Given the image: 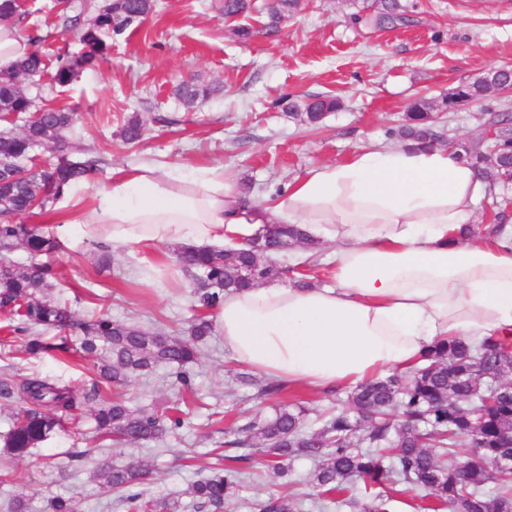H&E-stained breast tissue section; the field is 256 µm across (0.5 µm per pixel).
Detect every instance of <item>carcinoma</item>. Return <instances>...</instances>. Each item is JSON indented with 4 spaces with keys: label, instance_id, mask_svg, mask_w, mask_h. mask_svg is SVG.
<instances>
[{
    "label": "carcinoma",
    "instance_id": "carcinoma-1",
    "mask_svg": "<svg viewBox=\"0 0 512 512\" xmlns=\"http://www.w3.org/2000/svg\"><path fill=\"white\" fill-rule=\"evenodd\" d=\"M156 0H71L59 11L65 26L81 25L82 52L60 54L54 64L44 55L29 52L7 68H0V113L3 117L38 112L23 129L0 130V174L14 179L0 184V312L11 317L10 333L23 341L24 351L35 355L50 350L91 359L97 378L81 393L46 377H0V399H16L4 436L5 447L15 456L46 440L63 421L80 416L88 407L100 440L111 442L96 477L115 494L118 512H224L236 501L249 512H389L391 502L403 492L420 498L425 512H512V338L491 335L478 343L458 339L435 346L425 364L407 375L393 373L358 384L347 398L348 408L322 417L313 427L301 406L277 404L266 415H254L226 431L227 448L243 449L237 455H217V462L191 484L190 500L171 494L147 495L152 471L133 461H121L123 449L134 443L162 440L184 425L182 410L130 406L122 396L110 395L133 379L164 365L168 379L183 404L194 397L193 364L201 346L213 334L207 312L224 304V295L266 282L288 278V267L274 255L288 246L305 251L315 244L296 225L273 224L267 233L240 248L225 250L181 248L175 251L179 268L193 278L191 294L197 314L190 336H169L99 316L78 321L69 308L50 297L56 271L48 261L16 267L10 254L18 246L35 257L50 256L58 243L52 237L17 222V217L46 211L70 187L83 182L100 166L81 138L72 133L75 112L55 103L56 94L69 86L77 73L105 59L112 37L127 14L149 15ZM303 9L302 0H272L263 7L267 27ZM89 16L87 23L80 21ZM21 18L18 0H0V22ZM355 23L381 27L408 25L412 19L400 0H372L352 14ZM512 82V68H500L472 82L462 81L448 91L442 107L453 110L464 103L483 100ZM217 92L198 78L175 86L178 108L155 121L167 126L184 123L187 112ZM340 108V100L316 95L294 101L289 110L309 125ZM435 104L416 100L407 112L408 123L397 130L404 141L432 144L441 138L433 111ZM485 124L495 139L465 143L457 159L472 166L491 187L512 181V115L485 109ZM146 121L131 116L123 128L126 143L137 144ZM47 146L53 161L33 163L31 152ZM72 328V338L61 343L44 340L41 331ZM261 396L277 400L283 387L267 380L240 376ZM474 445L473 462L448 463V456L463 444ZM261 454L282 475L294 472L298 459L311 462L309 484L313 493L301 497L273 494L262 501L242 496L244 468ZM47 512H79L71 496L57 495L47 502Z\"/></svg>",
    "mask_w": 512,
    "mask_h": 512
}]
</instances>
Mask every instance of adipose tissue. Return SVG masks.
Listing matches in <instances>:
<instances>
[{
    "instance_id": "ef3b65f1",
    "label": "adipose tissue",
    "mask_w": 512,
    "mask_h": 512,
    "mask_svg": "<svg viewBox=\"0 0 512 512\" xmlns=\"http://www.w3.org/2000/svg\"><path fill=\"white\" fill-rule=\"evenodd\" d=\"M487 190L437 146L364 147L267 195L243 193L220 165L177 177L142 163L91 197L68 190L57 234L73 250L237 247L262 225H300L330 246L334 287L231 293L215 321L235 361L324 390L409 373L451 339L512 335V225L459 238Z\"/></svg>"
}]
</instances>
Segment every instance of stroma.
Instances as JSON below:
<instances>
[{
    "instance_id": "1",
    "label": "stroma",
    "mask_w": 512,
    "mask_h": 512,
    "mask_svg": "<svg viewBox=\"0 0 512 512\" xmlns=\"http://www.w3.org/2000/svg\"><path fill=\"white\" fill-rule=\"evenodd\" d=\"M254 12L225 22L223 0H157L155 11L136 29L113 37L104 62L80 71L65 92L74 107L76 134L103 160L100 171L81 183L84 194L111 180L114 171L143 161L190 171L220 165L226 178L251 184L263 194L287 186L311 167L347 161L360 146L393 144L389 132L405 121L416 98L441 99L459 82L490 69L512 68V0H405L411 25L376 29L353 25L363 0H306L305 9L279 28H264ZM21 30L32 46L52 56L78 53L73 29L51 12L52 0H22ZM254 28L243 42L236 27ZM192 77L217 86L207 102L186 112V123L164 127L152 115L171 107L172 90ZM339 97L340 108L319 126L292 115L288 103L308 95ZM483 103L453 112L437 111L442 145L482 137ZM148 118L143 140L125 144L122 129L133 114ZM173 245L148 250L118 249L102 263L100 249L60 248L52 257V296L79 319L102 313L144 329L185 336L195 312L192 280L173 261ZM157 273L146 279L144 269ZM0 329V371L39 373L74 389L88 387L93 363L53 353L29 355L19 343L5 344ZM239 364L213 333L193 368L197 406L176 435L127 448L126 456L153 470V490L176 495L204 474L211 452L237 417L268 408L232 383ZM132 404L172 405L174 390L165 367L126 390ZM90 416L65 423L36 450L16 457L0 447V496L26 494L32 512H45L48 498L73 495L80 512H114L112 492L94 481L102 455L95 449ZM81 450L82 461L66 463ZM310 463L297 462L294 481L276 477L262 458L248 467L244 494L261 500L272 493L305 495Z\"/></svg>"
}]
</instances>
